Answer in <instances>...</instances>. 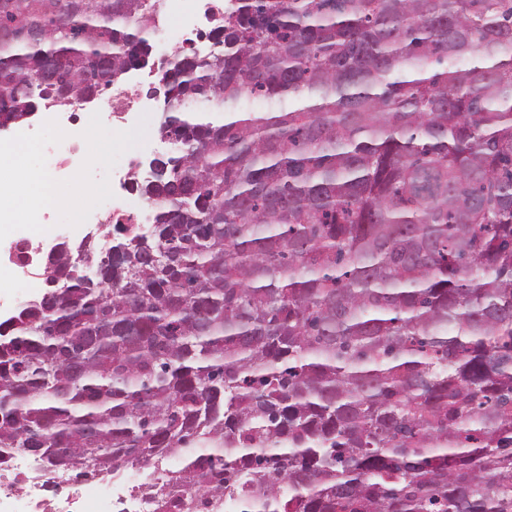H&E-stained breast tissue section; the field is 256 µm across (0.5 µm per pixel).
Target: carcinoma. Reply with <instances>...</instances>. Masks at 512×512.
<instances>
[{
    "label": "carcinoma",
    "mask_w": 512,
    "mask_h": 512,
    "mask_svg": "<svg viewBox=\"0 0 512 512\" xmlns=\"http://www.w3.org/2000/svg\"><path fill=\"white\" fill-rule=\"evenodd\" d=\"M153 21L0 0V126L102 95ZM211 39L166 76L151 234L61 244L0 322V448L186 451L158 512H512V0H233Z\"/></svg>",
    "instance_id": "carcinoma-1"
}]
</instances>
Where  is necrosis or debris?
<instances>
[{
  "label": "necrosis or debris",
  "instance_id": "4bbe7bcc",
  "mask_svg": "<svg viewBox=\"0 0 512 512\" xmlns=\"http://www.w3.org/2000/svg\"><path fill=\"white\" fill-rule=\"evenodd\" d=\"M224 20V0H161V19L152 30L158 58L174 60L177 48L198 39L205 30ZM153 105L145 101L128 79L112 85L110 95L97 98L88 117L92 125L112 129L115 123L126 124L136 142L154 138ZM42 125L55 133L45 149L49 172H59L70 189L78 221L82 224L146 223L150 209L144 204L115 200L113 195L88 203L85 195L91 184L85 175L86 133L64 114L63 103L46 106ZM50 476L37 459L17 451L0 456V512H123L121 505L133 502L144 482L134 475L124 481L100 479L72 484L58 496L49 498L44 486Z\"/></svg>",
  "mask_w": 512,
  "mask_h": 512
}]
</instances>
